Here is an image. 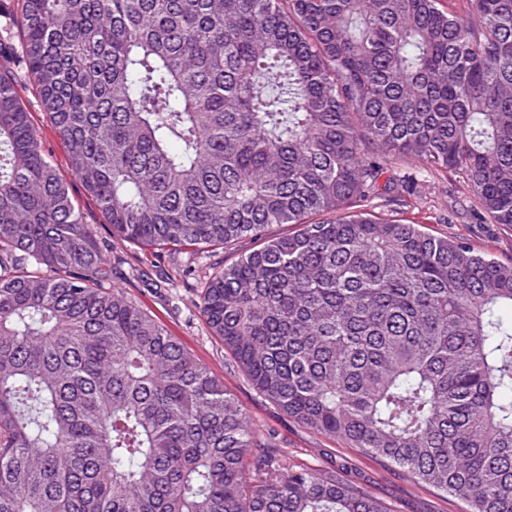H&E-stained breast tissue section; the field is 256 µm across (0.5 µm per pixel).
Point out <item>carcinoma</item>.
Returning a JSON list of instances; mask_svg holds the SVG:
<instances>
[{
	"instance_id": "obj_1",
	"label": "carcinoma",
	"mask_w": 512,
	"mask_h": 512,
	"mask_svg": "<svg viewBox=\"0 0 512 512\" xmlns=\"http://www.w3.org/2000/svg\"><path fill=\"white\" fill-rule=\"evenodd\" d=\"M18 24L112 240L256 243L199 312L266 400L512 512V261L371 213L416 196L383 179L402 156L512 228V0H22ZM117 261L0 70V512H391L288 464Z\"/></svg>"
}]
</instances>
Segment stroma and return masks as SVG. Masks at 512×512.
Listing matches in <instances>:
<instances>
[{"mask_svg":"<svg viewBox=\"0 0 512 512\" xmlns=\"http://www.w3.org/2000/svg\"><path fill=\"white\" fill-rule=\"evenodd\" d=\"M21 6L22 0H0V66L14 75L17 93L31 114L42 149L79 204L84 222L96 225L100 237L110 238L109 225L72 173L67 149L42 110L21 62V31L17 25ZM420 178L419 198L402 206L377 203L375 213L383 218L424 224L433 235L467 242L476 251L504 262L512 260V229L472 223L467 211L468 192L458 178L445 171L424 172ZM252 247V242L244 240L230 250L193 253L146 250L121 242L115 244L114 250L124 262L114 270L112 285L164 324L171 336L222 380L259 433L271 436L290 463L336 473L337 477L370 491L391 512H465L466 505L459 498L418 484L387 462L364 455L289 418L261 396L237 369L230 353L201 317L198 302L205 275L233 262Z\"/></svg>","mask_w":512,"mask_h":512,"instance_id":"stroma-1","label":"stroma"}]
</instances>
